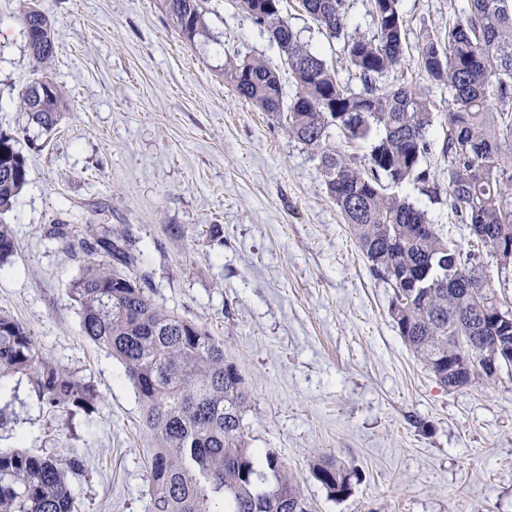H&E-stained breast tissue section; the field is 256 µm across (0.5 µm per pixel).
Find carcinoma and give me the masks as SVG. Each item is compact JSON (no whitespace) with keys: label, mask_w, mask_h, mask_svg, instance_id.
Here are the masks:
<instances>
[{"label":"carcinoma","mask_w":512,"mask_h":512,"mask_svg":"<svg viewBox=\"0 0 512 512\" xmlns=\"http://www.w3.org/2000/svg\"><path fill=\"white\" fill-rule=\"evenodd\" d=\"M182 36L205 34L201 0H157ZM263 27L288 66L295 93L285 98L277 70L260 60L224 64V79L242 98L271 115L286 114L288 136L312 150L329 197L370 263L390 284L389 315L403 342L436 380L454 390L496 380L475 362L512 363V314L501 313L493 289L473 257L448 243L424 211L392 188L429 183L422 168L431 152L435 102L429 89L382 79L405 61L400 0H372V27L349 32L348 0H300L330 40L342 43L361 81L354 92L321 54L303 42L282 16L281 0H239ZM30 55L40 66L54 54L50 18L32 7L23 17ZM416 65L432 86L448 93V207L505 269L512 266V0H463L440 34L417 45ZM28 120L50 129L65 110L49 76L20 100ZM348 143H370L360 159ZM27 158L15 136L0 131V210L11 207L27 183ZM50 235L82 254L69 292L81 327L118 359L135 388L154 448L149 461L146 512H312L300 485L274 448H253L244 433L249 395L224 343L204 326L157 307L130 272L132 248L105 226L57 224ZM16 250L0 225V265ZM28 378L49 411L76 409L91 416L101 396L61 369L27 327L0 315V380ZM84 469L76 453L36 457L0 451V512H74L69 476ZM310 475L328 497L342 499L359 480L356 469L318 455Z\"/></svg>","instance_id":"obj_1"}]
</instances>
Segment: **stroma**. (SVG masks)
Returning <instances> with one entry per match:
<instances>
[{
	"mask_svg": "<svg viewBox=\"0 0 512 512\" xmlns=\"http://www.w3.org/2000/svg\"><path fill=\"white\" fill-rule=\"evenodd\" d=\"M51 18L55 58L33 61L21 15L0 0V130L12 133L28 182L0 213L16 252L0 266V313L20 320L49 359L103 396L96 412L43 409L25 378L0 381V450L76 451L69 479L78 512H145L152 441L123 366L84 335L69 285L81 257L51 239L79 219L131 236L153 303L204 325L244 378L252 447L279 451L315 512H512V369L496 382L443 387L388 314L393 290L374 277L312 152L286 120L241 99L224 80L229 58H258L290 85L266 32L238 0H206V35L185 39L155 0H37ZM408 79L422 32H441L452 0H401ZM282 14L303 41L361 84L301 9ZM50 73L67 107L50 131L19 103ZM440 187L447 97L433 90ZM469 251V229L423 184L398 189ZM356 467L352 493L330 499L311 455Z\"/></svg>",
	"mask_w": 512,
	"mask_h": 512,
	"instance_id": "obj_1",
	"label": "stroma"
}]
</instances>
